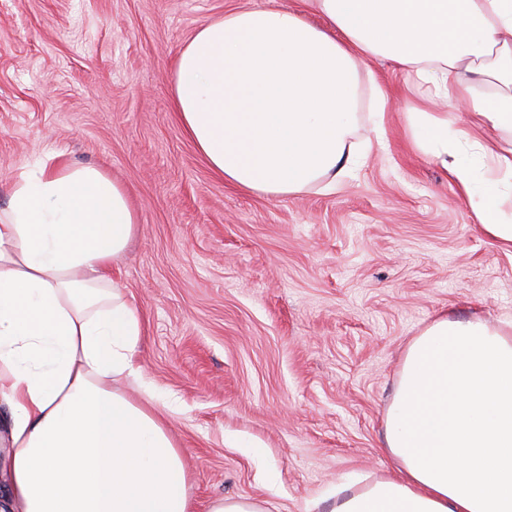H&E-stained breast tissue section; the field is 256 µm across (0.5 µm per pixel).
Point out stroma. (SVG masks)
<instances>
[{
    "label": "stroma",
    "instance_id": "obj_1",
    "mask_svg": "<svg viewBox=\"0 0 512 512\" xmlns=\"http://www.w3.org/2000/svg\"><path fill=\"white\" fill-rule=\"evenodd\" d=\"M273 3L297 0H0V208L53 149L127 188L139 224L112 277L195 512L219 496L306 512L387 476L409 344L440 316L512 321V248L414 145L417 95L390 62L359 67L390 95L385 140L361 113L367 157L338 191L274 199L211 171L175 118L174 61L224 11Z\"/></svg>",
    "mask_w": 512,
    "mask_h": 512
}]
</instances>
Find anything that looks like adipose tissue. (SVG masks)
<instances>
[{
    "label": "adipose tissue",
    "mask_w": 512,
    "mask_h": 512,
    "mask_svg": "<svg viewBox=\"0 0 512 512\" xmlns=\"http://www.w3.org/2000/svg\"><path fill=\"white\" fill-rule=\"evenodd\" d=\"M225 12L180 50L173 107L211 170L273 198L335 191L359 165L362 61L420 103L417 147L512 247V0H308ZM468 115L465 126L449 111ZM127 189L63 152L13 176L0 209V512H193L183 455L140 379L141 316L112 279L137 230ZM387 478L330 512H512V321L435 319L387 412Z\"/></svg>",
    "instance_id": "obj_1"
}]
</instances>
